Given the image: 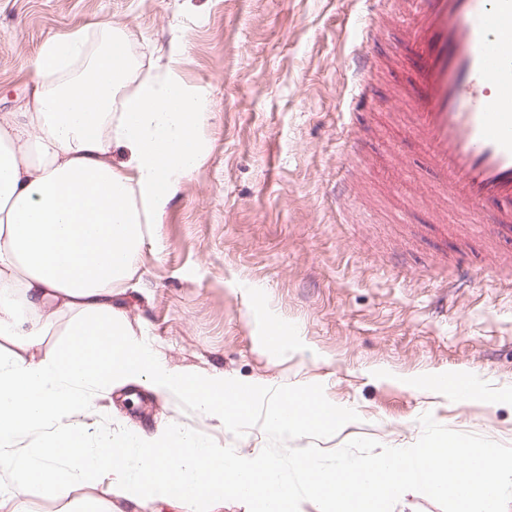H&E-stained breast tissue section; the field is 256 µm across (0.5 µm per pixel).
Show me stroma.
Returning a JSON list of instances; mask_svg holds the SVG:
<instances>
[{"mask_svg":"<svg viewBox=\"0 0 512 512\" xmlns=\"http://www.w3.org/2000/svg\"><path fill=\"white\" fill-rule=\"evenodd\" d=\"M360 0H0V113L25 97L43 40L109 20L121 25L142 70L183 45L181 74L209 91L205 164L152 225L124 296L127 320L171 366L246 382L308 389L349 406L339 434L294 444L334 450L356 437L414 444L421 414L512 445V400L457 402L404 378L477 372L512 389V270H493L490 238L463 219L436 223L418 187H432L413 139L354 114L367 156L354 181L358 208L337 214L340 115L352 84ZM402 149L401 172L384 160ZM407 214L397 223L396 212ZM482 272L455 288L458 248ZM275 316L318 351L273 359L255 319ZM97 401L93 434L122 425L194 429L223 448L261 451V428L234 437L187 401L136 388Z\"/></svg>","mask_w":512,"mask_h":512,"instance_id":"stroma-1","label":"stroma"}]
</instances>
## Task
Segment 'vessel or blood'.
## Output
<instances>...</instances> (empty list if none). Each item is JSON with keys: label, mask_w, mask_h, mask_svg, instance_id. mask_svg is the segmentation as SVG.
Listing matches in <instances>:
<instances>
[{"label": "vessel or blood", "mask_w": 512, "mask_h": 512, "mask_svg": "<svg viewBox=\"0 0 512 512\" xmlns=\"http://www.w3.org/2000/svg\"><path fill=\"white\" fill-rule=\"evenodd\" d=\"M359 37L343 57L359 101L393 74V118L435 177L434 214L512 240V0H362ZM397 45L376 49L391 28Z\"/></svg>", "instance_id": "obj_1"}]
</instances>
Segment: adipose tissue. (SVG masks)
<instances>
[{
  "instance_id": "obj_1",
  "label": "adipose tissue",
  "mask_w": 512,
  "mask_h": 512,
  "mask_svg": "<svg viewBox=\"0 0 512 512\" xmlns=\"http://www.w3.org/2000/svg\"><path fill=\"white\" fill-rule=\"evenodd\" d=\"M181 55L171 42L166 62L143 73L120 26L78 27L41 45L25 103L0 113V336L15 345L0 351V452L13 460L15 490L48 499L66 483L105 485L136 512H203L229 492L257 512H288L293 489L275 455L165 424L93 441L80 421L101 392L134 386L184 398L227 429L263 407L265 427L284 439L350 419L311 390L178 370L130 328L118 288L149 225L205 160L209 92L184 81ZM62 322V345L34 355ZM37 429L43 443L24 446Z\"/></svg>"
}]
</instances>
